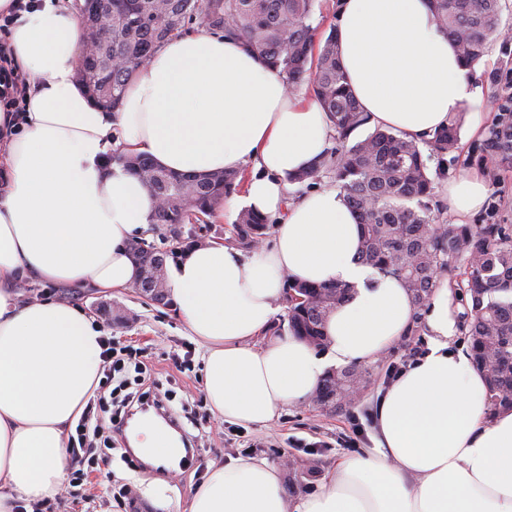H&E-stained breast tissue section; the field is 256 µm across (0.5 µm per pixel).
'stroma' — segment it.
Returning <instances> with one entry per match:
<instances>
[{"instance_id":"1","label":"stroma","mask_w":512,"mask_h":512,"mask_svg":"<svg viewBox=\"0 0 512 512\" xmlns=\"http://www.w3.org/2000/svg\"><path fill=\"white\" fill-rule=\"evenodd\" d=\"M495 110L489 87L461 113L459 148L446 158L449 174L467 167L483 173L489 193L481 210L469 216L472 224H512V171L486 165L478 145ZM67 301L92 315L107 335L144 351L143 360L160 392L174 411L185 410L197 419L192 441L196 453L184 468L156 475L128 465L121 447H100L102 461L84 466L80 485L57 498L56 512H157L145 492L167 482L168 496L188 501L192 488L203 482L210 463L242 457H263L281 468L289 497L315 488L344 457L376 452V408L395 370L409 365L430 346L428 334L402 337L376 361L359 364L365 382L354 400L329 408L306 402L284 409L265 426L220 422L211 413L202 390L203 350L175 310L147 302L128 288L111 298L71 291Z\"/></svg>"}]
</instances>
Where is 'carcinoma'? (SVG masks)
<instances>
[{
  "label": "carcinoma",
  "mask_w": 512,
  "mask_h": 512,
  "mask_svg": "<svg viewBox=\"0 0 512 512\" xmlns=\"http://www.w3.org/2000/svg\"><path fill=\"white\" fill-rule=\"evenodd\" d=\"M317 0H116L104 15L105 33L80 57L86 71L80 84L95 104L117 110L127 81L144 68L167 39L184 35L198 20L215 34L234 35L274 69L295 91L307 83L328 115L333 146L291 183H316L329 175L356 213L362 260L383 275L400 279L416 312L407 335L425 327L424 314L442 277L459 273L458 288L469 295L471 320L463 323L473 362L484 376L491 407L512 409V230L503 224H454L442 199L445 157L458 148L460 121L453 117L419 143L391 127L370 124L341 66L336 28L315 46L312 20ZM437 26L448 34L470 70L491 44L509 33L498 24L500 0H430ZM481 77L496 88L499 101L483 140L486 160L496 170L512 169V68L504 64ZM435 166H430V161ZM112 162L145 180L160 206L152 230L167 228L178 238L186 224L205 228L224 199L238 191L237 171L180 174L145 156L122 152ZM271 228L268 218L245 208L234 224L237 244L248 249ZM169 254L150 247L133 254L152 275L156 258ZM300 301L288 300L287 330L315 349L327 346L328 315L351 293L346 284H308L285 278ZM361 373L334 371L322 380L323 398L350 399Z\"/></svg>",
  "instance_id": "obj_1"
}]
</instances>
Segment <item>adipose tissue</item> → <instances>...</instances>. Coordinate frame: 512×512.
I'll use <instances>...</instances> for the list:
<instances>
[{"mask_svg":"<svg viewBox=\"0 0 512 512\" xmlns=\"http://www.w3.org/2000/svg\"><path fill=\"white\" fill-rule=\"evenodd\" d=\"M73 0H39L7 36L26 80L23 117L0 110V512H34L67 476L71 425L98 386L104 333L64 291L133 286L130 243L154 220L147 185L113 150L179 173L254 163L242 195L274 221L271 243L246 252L214 241L166 270L177 313L203 347V392L218 420L266 425L308 401L328 362L376 360L405 334L415 305L395 277L358 257L359 228L336 190L289 201L288 176L327 146L331 128L310 93L289 91L240 41L201 30L165 42L129 79L118 111L78 83L81 25ZM336 29L350 87L372 123L421 139L476 93L428 0H340ZM464 170L444 192L458 219L487 198ZM350 285L325 323L326 354L273 332L286 278ZM35 280L45 295L22 298ZM448 286L432 294L430 348L381 397L375 454L344 457L316 490L289 498L263 458L214 461L188 512H512V410H491L469 352L452 349Z\"/></svg>","mask_w":512,"mask_h":512,"instance_id":"1","label":"adipose tissue"}]
</instances>
